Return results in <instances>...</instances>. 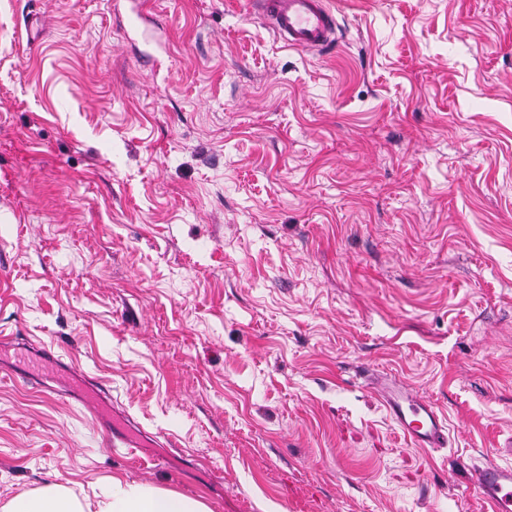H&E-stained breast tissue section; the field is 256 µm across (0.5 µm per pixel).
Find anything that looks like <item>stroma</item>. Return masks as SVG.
I'll return each mask as SVG.
<instances>
[{"label": "stroma", "mask_w": 512, "mask_h": 512, "mask_svg": "<svg viewBox=\"0 0 512 512\" xmlns=\"http://www.w3.org/2000/svg\"><path fill=\"white\" fill-rule=\"evenodd\" d=\"M0 0V506L118 476L211 512H481L512 437V0ZM435 403L414 447L371 373ZM258 15L288 47L322 50L333 45L337 22L326 0H255Z\"/></svg>", "instance_id": "35a3bbf8"}]
</instances>
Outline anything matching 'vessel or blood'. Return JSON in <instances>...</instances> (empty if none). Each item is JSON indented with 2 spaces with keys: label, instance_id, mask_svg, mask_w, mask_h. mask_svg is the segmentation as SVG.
<instances>
[{
  "label": "vessel or blood",
  "instance_id": "obj_1",
  "mask_svg": "<svg viewBox=\"0 0 512 512\" xmlns=\"http://www.w3.org/2000/svg\"><path fill=\"white\" fill-rule=\"evenodd\" d=\"M258 14L289 47L322 50L332 46L337 22L327 0H255ZM376 390L392 421L412 445L427 450L444 447L447 421L432 402L383 377ZM470 492L486 512H512V465L476 467Z\"/></svg>",
  "mask_w": 512,
  "mask_h": 512
}]
</instances>
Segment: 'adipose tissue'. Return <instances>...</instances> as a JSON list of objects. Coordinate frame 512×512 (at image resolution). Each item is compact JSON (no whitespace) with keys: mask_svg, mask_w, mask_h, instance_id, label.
I'll return each instance as SVG.
<instances>
[{"mask_svg":"<svg viewBox=\"0 0 512 512\" xmlns=\"http://www.w3.org/2000/svg\"><path fill=\"white\" fill-rule=\"evenodd\" d=\"M97 512H210L201 500L119 477L112 478L96 504ZM0 512H86L64 485L52 483L17 496Z\"/></svg>","mask_w":512,"mask_h":512,"instance_id":"1","label":"adipose tissue"}]
</instances>
